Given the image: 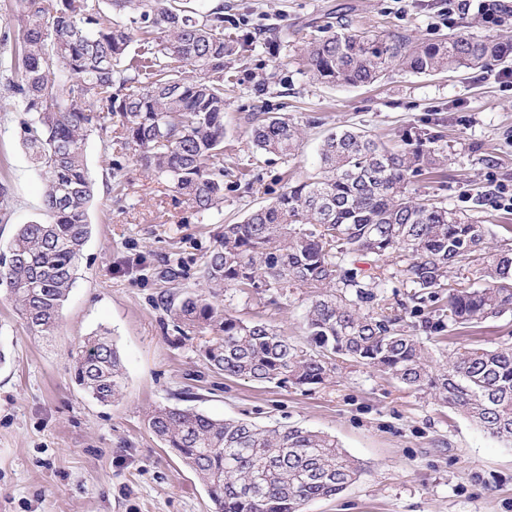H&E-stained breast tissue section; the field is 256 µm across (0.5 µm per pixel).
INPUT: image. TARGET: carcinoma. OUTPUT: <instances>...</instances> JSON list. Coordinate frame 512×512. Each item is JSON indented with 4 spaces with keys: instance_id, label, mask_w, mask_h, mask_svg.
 <instances>
[{
    "instance_id": "obj_1",
    "label": "carcinoma",
    "mask_w": 512,
    "mask_h": 512,
    "mask_svg": "<svg viewBox=\"0 0 512 512\" xmlns=\"http://www.w3.org/2000/svg\"><path fill=\"white\" fill-rule=\"evenodd\" d=\"M18 42L0 66L19 111L22 144L46 182L43 219L17 227L0 255V286L26 327L55 335L91 234L95 183L84 158L87 137L112 133L120 144L205 215L224 203V83L250 50V31L232 33L224 4L191 10L180 0H15ZM139 51L131 52L133 45ZM310 76L336 87L370 85L394 70L431 75L504 64L512 45L458 32L435 42L406 30L371 33L324 27L304 48ZM196 76L187 79L182 68ZM256 148L291 156L299 129L285 113H251ZM445 134L408 128L387 147L365 131L323 140L316 173L286 181L275 200L252 211L206 256L202 292H170L163 306L183 336L205 337L207 365L229 378L317 387L336 362L368 365L397 383L428 389L490 435L512 443V345L455 352L433 367L418 337L396 315L375 310L395 255L412 298L446 301L422 324L446 339L512 309V238L486 246L487 228L442 202L407 196L411 179L439 165ZM369 268L363 269L357 263ZM477 266L476 282L448 283L452 268ZM284 293L312 288L302 347L263 321L224 308V290ZM74 381L100 403L121 393L125 366L110 332L78 345ZM153 434L203 482L214 512H304L343 492L361 471L335 437L292 427L215 419L191 408L158 406Z\"/></svg>"
}]
</instances>
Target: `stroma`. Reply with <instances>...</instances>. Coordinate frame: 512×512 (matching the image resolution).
I'll return each instance as SVG.
<instances>
[{
  "mask_svg": "<svg viewBox=\"0 0 512 512\" xmlns=\"http://www.w3.org/2000/svg\"><path fill=\"white\" fill-rule=\"evenodd\" d=\"M223 2L246 20L256 41L231 65L234 88L224 105V204L199 215L185 199L105 135L91 134L85 159L95 181L92 233L59 332H30L0 292V512H212L195 473L150 431L155 407L190 399L216 419L259 426H302L335 436L362 467L359 478L306 512H512V446L439 404L429 392L399 385L368 366L343 364L336 381L313 389L227 378L199 354L201 337L179 335L161 304L171 287L200 288L204 258L224 231L270 204L282 180L319 166L321 140L344 128L394 144L404 129L441 126L447 148L437 172L419 176L407 194L471 215L490 231L512 229V210L494 187L512 193V86L500 67L435 75L392 72L359 87L313 81L301 40L330 22L371 31L404 28L434 41L450 25L512 42V25L488 27L476 11L438 16L439 0H187L200 9ZM281 41L277 55L264 42ZM0 71V252L18 225L43 216L45 181L20 142L23 117ZM267 80L265 94L255 85ZM268 105L301 131L294 155L263 154L248 120ZM178 263L176 282L161 280ZM311 292L252 290L224 294L236 317L261 320L304 341ZM108 328L126 367L123 391L103 405L72 379V350ZM512 345V311L479 328L426 341L437 364L451 349Z\"/></svg>",
  "mask_w": 512,
  "mask_h": 512,
  "instance_id": "obj_1",
  "label": "stroma"
}]
</instances>
